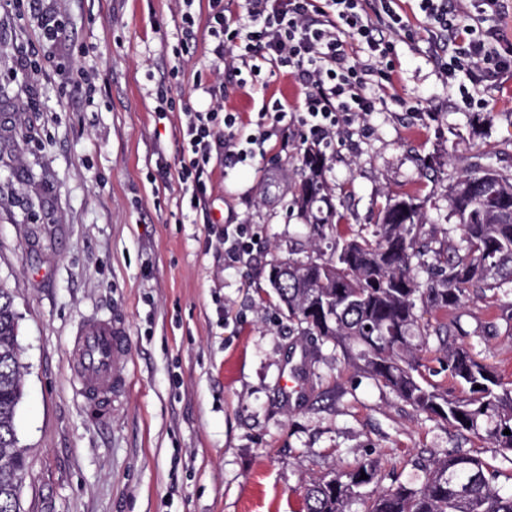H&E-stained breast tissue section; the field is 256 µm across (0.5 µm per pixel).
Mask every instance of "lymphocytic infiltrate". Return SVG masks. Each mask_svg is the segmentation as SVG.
<instances>
[{"label":"lymphocytic infiltrate","mask_w":512,"mask_h":512,"mask_svg":"<svg viewBox=\"0 0 512 512\" xmlns=\"http://www.w3.org/2000/svg\"><path fill=\"white\" fill-rule=\"evenodd\" d=\"M213 53L224 64L241 63L250 78L264 66L286 69L300 86L295 104L263 105L254 134L239 139V113L225 109L218 88L195 75L194 90L209 96L190 110L181 127L182 158L176 178L185 196L204 201L214 151L237 163L252 157V144L284 123L304 140L330 146L344 128L376 111L393 87L397 42L418 37L398 11V0H245L243 12L226 15L224 0H208ZM498 15L499 0H419L429 32L448 47L449 79L493 82L512 69V43L496 26L469 24L470 4Z\"/></svg>","instance_id":"obj_1"}]
</instances>
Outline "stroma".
Instances as JSON below:
<instances>
[{
  "instance_id": "obj_1",
  "label": "stroma",
  "mask_w": 512,
  "mask_h": 512,
  "mask_svg": "<svg viewBox=\"0 0 512 512\" xmlns=\"http://www.w3.org/2000/svg\"><path fill=\"white\" fill-rule=\"evenodd\" d=\"M418 33L396 47L392 97L326 151L324 181L348 232L372 230L386 198H431L422 236L458 240L448 187L488 152L512 171V72L476 85L481 109L459 105L447 51ZM199 39L179 59L177 0H0V285L19 321L24 397L19 444L31 470L23 512H300L309 479L362 457L382 462V487L420 482L419 460L461 449L495 466L488 440L416 411L344 359L332 343L290 330L267 273L317 255L290 207L306 146L278 128L254 156L215 167L211 195L190 209L171 172L184 113L206 105L196 70L214 60L207 0L192 6ZM67 35L43 40L46 20ZM87 67L95 85L75 82ZM226 108L244 133L263 100L297 99L282 71L258 83L224 73ZM173 112L158 118V90ZM251 228L239 263L224 232ZM512 295L449 311L477 358L512 382L505 318ZM125 321L130 383L110 412L85 402L71 367L76 325Z\"/></svg>"
}]
</instances>
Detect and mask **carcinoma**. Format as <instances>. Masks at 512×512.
<instances>
[{
  "label": "carcinoma",
  "mask_w": 512,
  "mask_h": 512,
  "mask_svg": "<svg viewBox=\"0 0 512 512\" xmlns=\"http://www.w3.org/2000/svg\"><path fill=\"white\" fill-rule=\"evenodd\" d=\"M325 154L305 150V176L293 200L318 241L333 234L326 259L276 261L269 281L290 326L304 336H319L339 347L343 356L390 388L405 403L461 431L485 433L503 459L512 464V383L496 369L476 360L450 339L455 326L433 327L417 314L416 301L435 313L460 308L470 289L478 288L496 303L503 288L512 289V174L478 154L463 176L448 187V216L461 235L457 243L434 252L417 248L415 230L422 227L427 199H386L374 229L343 237L345 215L323 208ZM427 279L419 278L417 268ZM436 336L439 362L462 395L428 381L418 353ZM23 366L13 298L0 287V512H21L16 476L20 447L16 412L23 396ZM381 462L363 458L353 468L310 481L302 512H349L356 500L364 512H512V494L499 488L502 471L460 450L434 459L418 487L399 483L364 495L378 485ZM367 478H361V475Z\"/></svg>",
  "instance_id": "1"
}]
</instances>
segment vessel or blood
<instances>
[{
	"label": "vessel or blood",
	"mask_w": 512,
	"mask_h": 512,
	"mask_svg": "<svg viewBox=\"0 0 512 512\" xmlns=\"http://www.w3.org/2000/svg\"><path fill=\"white\" fill-rule=\"evenodd\" d=\"M72 372L84 400L109 403L127 387V326L113 318L90 317L77 328L71 352Z\"/></svg>",
	"instance_id": "obj_1"
}]
</instances>
